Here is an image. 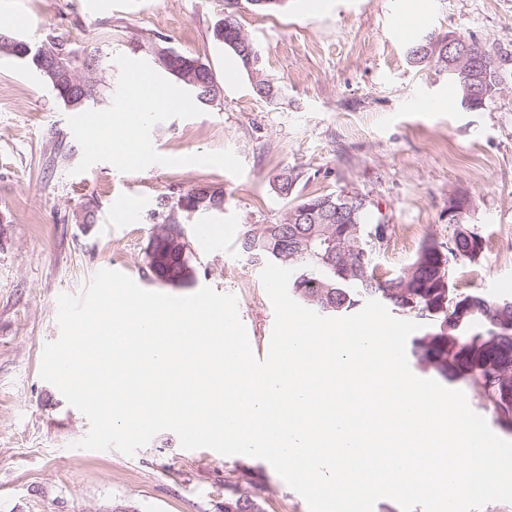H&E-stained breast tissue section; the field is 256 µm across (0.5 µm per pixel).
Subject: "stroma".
Returning <instances> with one entry per match:
<instances>
[{"label": "stroma", "mask_w": 512, "mask_h": 512, "mask_svg": "<svg viewBox=\"0 0 512 512\" xmlns=\"http://www.w3.org/2000/svg\"><path fill=\"white\" fill-rule=\"evenodd\" d=\"M224 0H0V35L66 41L107 58L109 112L125 109L126 62H151L160 45L209 64L221 89L211 106L167 110L150 130L159 160L122 169L109 150L89 153L75 110L19 59L0 55V512H222L224 483L258 494L263 512H308L265 460L181 448L163 431L134 455L74 448L89 429L39 375L44 347L59 334L58 297L84 292L101 269L118 268L159 291L147 267L161 197L198 185L223 189L220 212L181 216L195 279L234 295L252 350L269 341L274 311L262 268L239 247L247 226L276 224L290 199L272 179L299 180L294 195L358 194L388 225L375 274L387 279L427 241L447 247L448 203L469 202L483 237L476 264L459 265V291L512 297V0H288L276 14L241 4L237 19L261 53L263 74L282 91L254 95L232 52L212 39ZM420 35L453 33L489 50L500 84L478 110L412 112L418 95L446 96L447 75L411 63L394 22ZM138 192L135 218L119 208ZM94 221L82 223L85 212ZM202 224L231 226L221 249Z\"/></svg>", "instance_id": "obj_1"}]
</instances>
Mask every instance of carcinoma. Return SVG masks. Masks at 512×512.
Instances as JSON below:
<instances>
[{
    "label": "carcinoma",
    "instance_id": "carcinoma-1",
    "mask_svg": "<svg viewBox=\"0 0 512 512\" xmlns=\"http://www.w3.org/2000/svg\"><path fill=\"white\" fill-rule=\"evenodd\" d=\"M213 39L232 51L246 70L260 71L261 55L256 45H251V58L238 50L247 35L233 12L225 14L214 26ZM59 51L69 52L71 48L63 40L35 45L15 39L9 55L38 71L45 56ZM482 53L491 65L490 80L484 95L473 100L476 109L485 105L496 87L493 55L485 49ZM104 63L97 53L82 59L74 75L62 76L56 82L49 78L47 82L69 106H102L112 92L97 77ZM177 70H197L203 80H213L210 67L193 56L177 54L168 75L177 78ZM297 179L294 170L284 168L275 176L274 188L287 197ZM196 200L202 202V212L224 210V191L207 185L187 190L174 203L163 197L157 202L160 225L154 239L178 227L176 213L182 205H192ZM368 216L367 205L357 202L354 220L348 225V245L344 247L336 244V225L292 224L286 215L279 224L249 227L240 239V249L254 262L273 261L293 269L295 276L288 284L289 291L321 315H350L373 299L423 325L425 332L412 341L417 362L446 382L471 385L490 401L498 421L512 419V327L503 326V321H512V307L500 297L461 292L453 283L454 266L476 264L483 253L474 251L455 225L449 239L451 246L445 252L448 267L443 275L447 276L448 287H434L438 274L432 259L438 249L434 242L424 243L409 263L381 280L375 275L373 251L385 239L387 226L368 223ZM476 325L481 326V331L474 333ZM224 512H262V508L255 495L233 488L224 495Z\"/></svg>",
    "mask_w": 512,
    "mask_h": 512
}]
</instances>
